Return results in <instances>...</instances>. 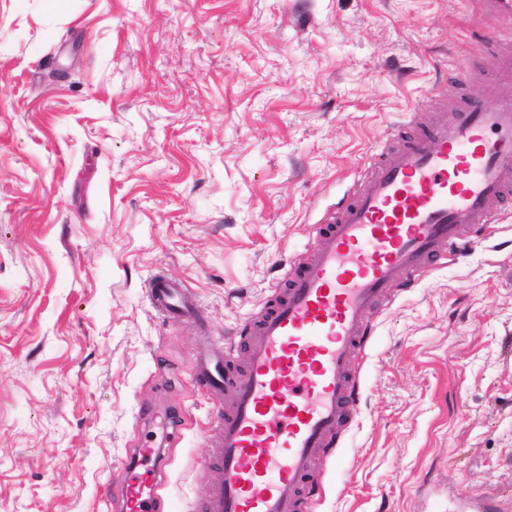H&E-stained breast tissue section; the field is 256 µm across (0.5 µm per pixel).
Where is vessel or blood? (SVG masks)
Masks as SVG:
<instances>
[{
  "instance_id": "vessel-or-blood-1",
  "label": "vessel or blood",
  "mask_w": 512,
  "mask_h": 512,
  "mask_svg": "<svg viewBox=\"0 0 512 512\" xmlns=\"http://www.w3.org/2000/svg\"><path fill=\"white\" fill-rule=\"evenodd\" d=\"M482 19L512 26V0H481ZM488 101H461L396 152L379 153L365 176L315 226L310 259L289 260L287 286L272 289L258 320L241 327L243 372L233 347L192 361L197 382L231 408L213 435L223 479L206 512H302L314 453L337 445L358 411L353 365L371 335L366 315L398 280L414 281L439 257L465 258V225L495 223L493 202L512 195V55L493 59ZM168 321L190 320L197 306L179 281L158 272L148 283ZM114 512H161L162 463L138 449Z\"/></svg>"
}]
</instances>
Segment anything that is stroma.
Returning a JSON list of instances; mask_svg holds the SVG:
<instances>
[{
	"mask_svg": "<svg viewBox=\"0 0 512 512\" xmlns=\"http://www.w3.org/2000/svg\"><path fill=\"white\" fill-rule=\"evenodd\" d=\"M476 0H0V512H107L159 448L201 512L220 402L192 378L396 146L484 97ZM457 264L371 316L359 411L308 512L512 503V201ZM178 279L197 317L146 295ZM147 295L153 307L170 322L196 318L195 302L184 292L181 283L164 271L152 276Z\"/></svg>",
	"mask_w": 512,
	"mask_h": 512,
	"instance_id": "1",
	"label": "stroma"
}]
</instances>
